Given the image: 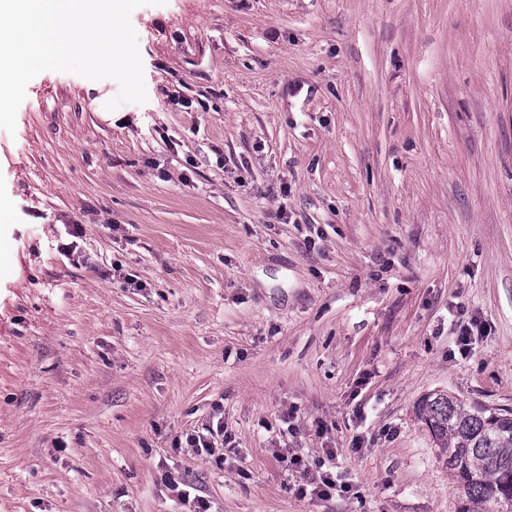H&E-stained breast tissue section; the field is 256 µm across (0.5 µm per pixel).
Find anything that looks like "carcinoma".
<instances>
[{
  "label": "carcinoma",
  "mask_w": 512,
  "mask_h": 512,
  "mask_svg": "<svg viewBox=\"0 0 512 512\" xmlns=\"http://www.w3.org/2000/svg\"><path fill=\"white\" fill-rule=\"evenodd\" d=\"M417 413L438 459L465 496L463 512H512V413H496L447 393L425 395Z\"/></svg>",
  "instance_id": "1"
}]
</instances>
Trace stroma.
Listing matches in <instances>:
<instances>
[{
	"label": "stroma",
	"mask_w": 512,
	"mask_h": 512,
	"mask_svg": "<svg viewBox=\"0 0 512 512\" xmlns=\"http://www.w3.org/2000/svg\"><path fill=\"white\" fill-rule=\"evenodd\" d=\"M131 24L146 103L47 71L0 129V512H185L174 479L212 512H460L416 407L512 411V0ZM218 424L220 466L186 446ZM281 448L341 490L298 495Z\"/></svg>",
	"instance_id": "obj_1"
}]
</instances>
